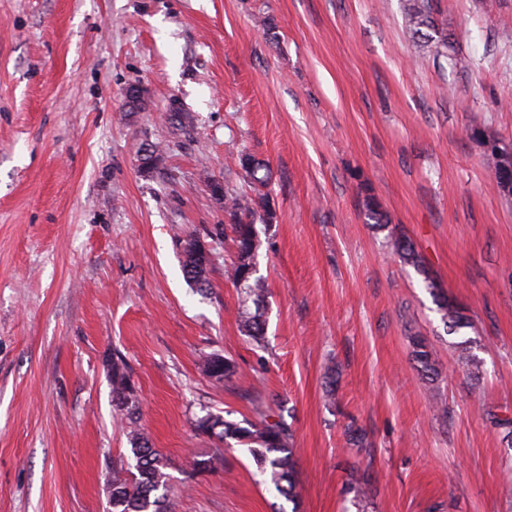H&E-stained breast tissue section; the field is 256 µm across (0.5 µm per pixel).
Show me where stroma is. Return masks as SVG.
I'll use <instances>...</instances> for the list:
<instances>
[{
    "label": "stroma",
    "mask_w": 512,
    "mask_h": 512,
    "mask_svg": "<svg viewBox=\"0 0 512 512\" xmlns=\"http://www.w3.org/2000/svg\"><path fill=\"white\" fill-rule=\"evenodd\" d=\"M403 6L0 0V512H108L105 476L129 448L116 355L169 460L174 512H358L353 469L368 512H512V447L489 419L512 416V196L473 136L512 141V0H439L450 53L411 35ZM244 150L274 172L259 343L240 328L210 189L240 188ZM365 186L386 224L367 220ZM190 234L212 254L202 293L182 270ZM400 235L427 274L394 258ZM429 277L468 328L448 332ZM415 336L438 379L418 375ZM462 337L480 344V379ZM214 353L237 366L221 384L203 369ZM209 412L288 424L295 502L242 445L196 473L216 446L195 428Z\"/></svg>",
    "instance_id": "obj_1"
}]
</instances>
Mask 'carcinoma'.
I'll use <instances>...</instances> for the list:
<instances>
[{"label":"carcinoma","mask_w":512,"mask_h":512,"mask_svg":"<svg viewBox=\"0 0 512 512\" xmlns=\"http://www.w3.org/2000/svg\"><path fill=\"white\" fill-rule=\"evenodd\" d=\"M438 12L437 0H407L404 12L405 25L415 36L436 43L438 48H448V33L439 27L435 15ZM243 182L250 192L224 189V211L229 215L231 230L236 245L237 261L232 268V277L244 290L245 298L254 305V311H245L240 321L241 332L254 341L262 340L265 333V319L262 306L267 288L262 277L256 275V254L260 246L256 222L271 224L275 211L269 204V196L263 192L272 180L270 165L255 156L243 152L239 157ZM362 206L368 216L380 224L385 221L377 198L368 187L362 188ZM195 236L189 235L183 240L185 262L183 266L186 279L201 292L209 287L207 268L211 260L192 255ZM394 251L404 263L419 272H425L423 260L410 239L402 237L394 241ZM431 289L437 311L449 332L456 333L469 324L464 308L448 297L441 287L431 278H426ZM413 359L420 375L434 380L441 370L424 339L412 338ZM460 357L469 373L476 379L483 372V360L472 352L469 339L456 343ZM213 362L216 376L213 380L221 384L236 373V365L229 358L218 362L213 356L205 357V362ZM112 394L115 406L121 412L128 428L130 456L121 460L120 465L112 467V512H170L166 473L167 459L139 427V406L135 402L134 388L121 358L112 360ZM197 431L216 436L220 441L234 440L248 446L260 474L269 478L276 493L292 502L297 496V461L290 441L292 433L288 425L277 420H263L254 424L248 420L233 421L216 413H208L196 420ZM224 465L223 449L196 461V467L202 471H214Z\"/></svg>","instance_id":"cac0c4a2"}]
</instances>
